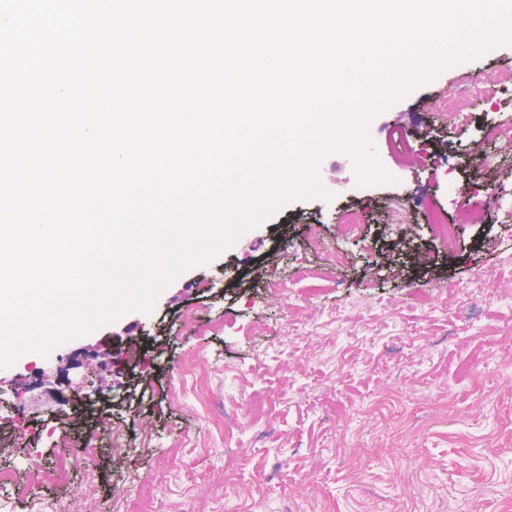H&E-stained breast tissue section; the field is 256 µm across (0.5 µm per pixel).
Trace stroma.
<instances>
[{
	"instance_id": "obj_1",
	"label": "stroma",
	"mask_w": 512,
	"mask_h": 512,
	"mask_svg": "<svg viewBox=\"0 0 512 512\" xmlns=\"http://www.w3.org/2000/svg\"><path fill=\"white\" fill-rule=\"evenodd\" d=\"M498 78L491 100L460 96L465 132L439 104L468 76ZM512 44L444 68L378 112L374 151L389 183L359 185L352 156L318 168L331 199H294L210 261L178 275L150 311L0 367V411L28 398L35 368L49 370L41 406L0 418V467L27 476L50 465L52 430L81 439L103 419L152 454L105 446L80 460L97 470L95 501L75 512H512ZM495 158L483 169V157ZM499 202L484 223L465 213L477 181ZM400 199L403 223L385 204ZM457 227L446 249L421 208ZM356 213L360 233L343 232ZM125 346L132 360L98 371L75 401L56 366ZM197 368L180 377L183 358ZM188 390L174 396L179 379ZM235 419L232 440L206 428ZM205 433L201 455H175ZM150 502L127 493L126 476Z\"/></svg>"
}]
</instances>
